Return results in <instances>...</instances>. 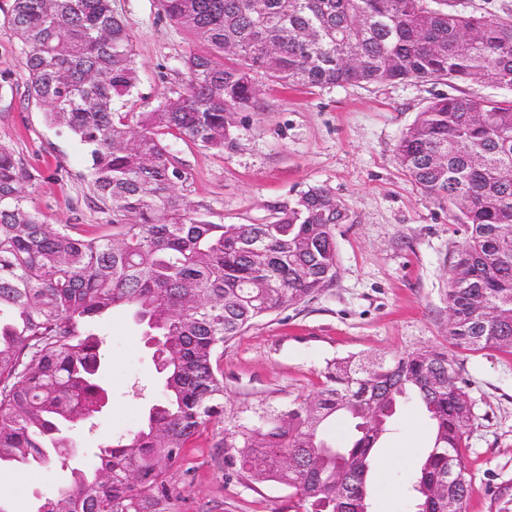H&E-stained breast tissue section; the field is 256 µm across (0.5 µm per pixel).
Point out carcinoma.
<instances>
[{
	"label": "carcinoma",
	"mask_w": 512,
	"mask_h": 512,
	"mask_svg": "<svg viewBox=\"0 0 512 512\" xmlns=\"http://www.w3.org/2000/svg\"><path fill=\"white\" fill-rule=\"evenodd\" d=\"M158 2L206 52L183 59L182 87L157 105L119 112L138 75L112 0H11L28 97L85 153L89 187L112 221L46 223L26 191L30 171L0 141V464L36 471L75 457L74 435L108 400L91 325L119 310L154 345L164 398L142 428L71 468L37 512H175L171 471L216 424L227 473L287 488L296 512H370L374 449L407 403L431 431L412 484L416 512H467L460 448L473 405L445 347L337 359L316 397L285 409L224 405L220 349L333 282L334 230L349 215L312 186L268 224H217L183 192L171 140L224 150L234 116L256 106L259 77L310 90L405 80L512 88V18L461 13L450 0ZM396 156L465 227L449 270L447 341L512 350V99L436 98Z\"/></svg>",
	"instance_id": "cac0c4a2"
}]
</instances>
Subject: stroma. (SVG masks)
I'll return each mask as SVG.
<instances>
[{"mask_svg": "<svg viewBox=\"0 0 512 512\" xmlns=\"http://www.w3.org/2000/svg\"><path fill=\"white\" fill-rule=\"evenodd\" d=\"M9 5L0 0V140L33 174L27 189L46 223H110L85 178L83 152L48 127L28 98ZM112 6L132 35L139 66L133 109L139 112L180 85L182 59L202 46L160 15L157 0H112ZM451 92L443 81L313 91L264 84L258 109L235 116L233 147L218 152L173 142L189 177V198L207 205L214 222L268 223L274 207L314 185L330 189L350 214L335 231L333 283L225 344L219 363L233 406L279 409L313 396L321 372L339 357L387 359L444 346L448 271L465 232L409 181L395 149L421 108ZM99 330L110 400L93 427L76 436L85 463L103 443L140 429L149 406L162 397L141 327L116 312ZM454 356L474 412L462 450L473 487L467 512H512V353L458 349ZM221 431L212 426L194 438L174 468L181 489L176 512H293V498L278 484L225 480L224 451L216 446ZM428 443L421 411L404 407L376 451L370 512H412L407 485ZM19 472L16 465L0 467V499L14 512H36L64 479L52 463L30 473L25 492Z\"/></svg>", "mask_w": 512, "mask_h": 512, "instance_id": "35a3bbf8", "label": "stroma"}]
</instances>
